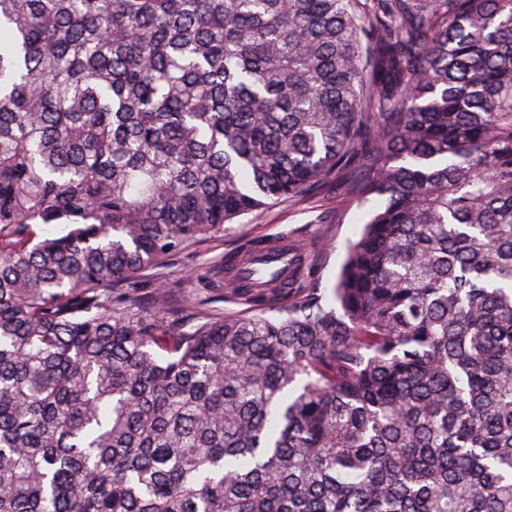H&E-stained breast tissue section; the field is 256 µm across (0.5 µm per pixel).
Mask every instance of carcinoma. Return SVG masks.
Here are the masks:
<instances>
[{"instance_id": "1", "label": "carcinoma", "mask_w": 512, "mask_h": 512, "mask_svg": "<svg viewBox=\"0 0 512 512\" xmlns=\"http://www.w3.org/2000/svg\"><path fill=\"white\" fill-rule=\"evenodd\" d=\"M332 183V295L142 287ZM0 512H512V0H0Z\"/></svg>"}]
</instances>
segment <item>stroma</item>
Listing matches in <instances>:
<instances>
[{
    "label": "stroma",
    "mask_w": 512,
    "mask_h": 512,
    "mask_svg": "<svg viewBox=\"0 0 512 512\" xmlns=\"http://www.w3.org/2000/svg\"><path fill=\"white\" fill-rule=\"evenodd\" d=\"M372 209V203H353L332 186L299 200L274 203L172 257L160 269L161 281L179 299L208 298V275L225 255L244 251L256 241L289 234L301 240L308 251L322 252V284L332 287L348 244L359 238Z\"/></svg>",
    "instance_id": "stroma-1"
}]
</instances>
